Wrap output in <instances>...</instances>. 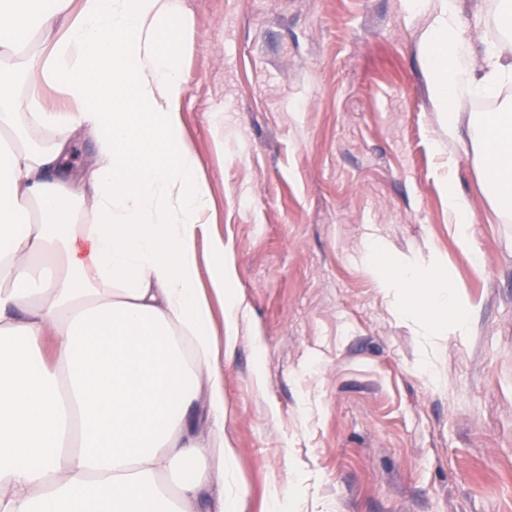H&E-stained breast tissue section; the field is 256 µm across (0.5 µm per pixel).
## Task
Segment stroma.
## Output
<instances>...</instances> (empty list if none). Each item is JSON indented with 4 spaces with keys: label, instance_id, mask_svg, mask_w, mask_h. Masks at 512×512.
Wrapping results in <instances>:
<instances>
[{
    "label": "stroma",
    "instance_id": "stroma-1",
    "mask_svg": "<svg viewBox=\"0 0 512 512\" xmlns=\"http://www.w3.org/2000/svg\"><path fill=\"white\" fill-rule=\"evenodd\" d=\"M181 120L246 308L225 343L224 430L241 512H512V213L495 212L473 132L449 144L422 39L431 0H184ZM496 0H463L475 54ZM474 214L460 245L448 189ZM451 268L465 335L380 286ZM282 490L281 501L269 497Z\"/></svg>",
    "mask_w": 512,
    "mask_h": 512
}]
</instances>
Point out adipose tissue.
<instances>
[{"instance_id": "1", "label": "adipose tissue", "mask_w": 512, "mask_h": 512, "mask_svg": "<svg viewBox=\"0 0 512 512\" xmlns=\"http://www.w3.org/2000/svg\"><path fill=\"white\" fill-rule=\"evenodd\" d=\"M458 3L441 0L424 39L452 141L465 120L461 88L512 84V0H498L506 41L485 50L479 78ZM184 23L182 0H0V512H238L240 492L224 486L234 452L206 467L198 431L200 418H224V374L197 289V238L213 202L179 116ZM467 120L493 205L511 213L512 109ZM32 126L61 135L18 145ZM86 131L93 162L60 173L69 138ZM86 206L89 232L77 227ZM209 275L235 334L242 303L223 243ZM384 285L407 289L428 317L451 313L453 332L465 333L435 263L400 262ZM48 336L57 345L46 363Z\"/></svg>"}]
</instances>
